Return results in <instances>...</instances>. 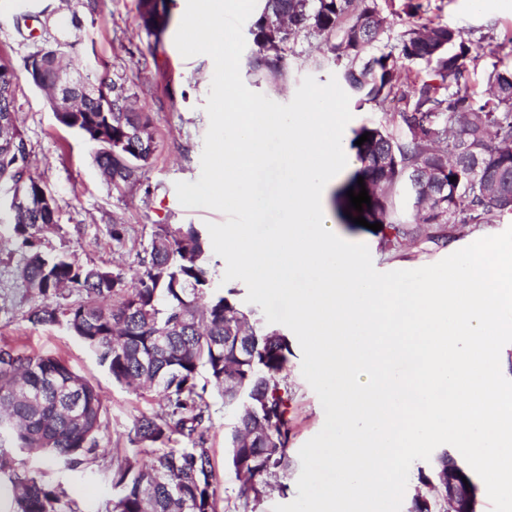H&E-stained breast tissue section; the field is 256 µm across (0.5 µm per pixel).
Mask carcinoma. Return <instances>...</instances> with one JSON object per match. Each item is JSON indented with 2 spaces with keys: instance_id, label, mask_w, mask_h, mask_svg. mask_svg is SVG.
Instances as JSON below:
<instances>
[{
  "instance_id": "obj_1",
  "label": "carcinoma",
  "mask_w": 512,
  "mask_h": 512,
  "mask_svg": "<svg viewBox=\"0 0 512 512\" xmlns=\"http://www.w3.org/2000/svg\"><path fill=\"white\" fill-rule=\"evenodd\" d=\"M148 36L160 42L170 22L167 0H138ZM43 30L35 51L24 57L28 83L51 90L59 70L76 52L61 50ZM250 72L272 85L289 81L285 57L291 40L314 37L321 60L333 65L357 106L401 105L398 126L378 124L354 130L351 149L360 167L335 194L337 215L349 221L346 193H359L358 177L369 188L371 206L363 217L382 224L380 245L397 252L426 226V239L448 244L456 226L494 224L512 214V68L492 67L485 90L461 89L459 78L474 59L458 33L431 19L414 22L393 37L384 27L378 0H262L253 23ZM80 74L66 88L80 111L57 112L62 126L74 129L95 147L94 161L112 188L140 184L157 149L150 113L137 107L133 86L105 82V96L85 90ZM16 91L0 92V184L20 181L35 194L46 193L26 176L30 150L18 126ZM369 140L358 146L364 133ZM480 171L498 176L504 187L488 194ZM457 180L452 182L450 177ZM413 217L395 219L400 190ZM58 221V206L28 213L10 208L0 226H10L9 243L22 254L15 275L29 292L51 300L27 313L34 325L62 326L81 338L107 366L113 381L160 394L164 410L135 422L137 441L151 449L112 459L111 512H217V476L204 448L203 423L211 404L206 375L236 411L225 433L227 463L240 478L238 497L253 512L295 466L288 451V401L292 390L283 375L291 348L278 328L261 324L236 299L238 290L212 291L216 266L206 241L191 224H159L138 255L139 269L128 282L124 269L82 265L44 250L43 227ZM0 474L18 491L16 512H77L63 489L21 471L7 447L24 448L67 465L93 456L105 427V409L96 387L58 357L0 348ZM193 441L191 448H169L172 435ZM444 452L430 473H419L426 493L417 494L407 512H448V461Z\"/></svg>"
}]
</instances>
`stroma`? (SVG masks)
Segmentation results:
<instances>
[{
  "label": "stroma",
  "mask_w": 512,
  "mask_h": 512,
  "mask_svg": "<svg viewBox=\"0 0 512 512\" xmlns=\"http://www.w3.org/2000/svg\"><path fill=\"white\" fill-rule=\"evenodd\" d=\"M50 0H0V54L22 63L34 51L36 40L23 39L17 30L25 15L40 11ZM138 0H103L96 24H84L80 50L73 65L91 81L101 77H125L138 95V105L150 112L158 142L153 164L140 186L116 192L104 180L93 160L94 146L60 125L39 89L20 83L15 109L20 128L31 149L29 173L39 179L59 205L57 225L42 234L44 248L68 255L82 264L137 270L134 245L148 240L160 224H191L206 232L208 223L225 222L223 213L181 205L175 190L179 181L194 182L201 174V155L209 118L204 109L212 78L210 57L184 58L174 37L186 8V0H170V23L160 40L148 37L140 26ZM428 14L436 22L459 32L477 48L479 58L468 63L461 86L483 88L485 74L494 63L512 64V51L501 43L512 33V0H430ZM295 53L286 64L292 74L287 85L276 88L257 79L248 66L240 72L245 85L270 99L289 103L307 76L327 83L332 68H315L319 54L313 38L297 37ZM130 224V243L116 247L110 235L113 218ZM336 234L369 248L378 271L417 269L434 264L477 239L496 235L512 226V215L480 228H457L447 246H423L410 241L396 254L382 252L371 229L333 219ZM21 255L10 244L0 245V347H13L30 354L63 359L78 375L94 384L106 411V427L99 437L94 460L70 467L47 456L14 450L19 467L45 483L61 487L79 512H107L112 502V457L137 450L134 424L144 414L159 412L160 398L113 381L108 368L80 338L60 326L34 325L26 314L41 302L14 275ZM302 351L294 349L285 372L292 388L288 405L289 453L300 448L323 427L325 414L314 390L301 372ZM207 398L212 417L204 424L205 446L217 475V512H251L238 496L239 481L225 463L224 433L233 421L224 401L211 388Z\"/></svg>",
  "instance_id": "1"
}]
</instances>
